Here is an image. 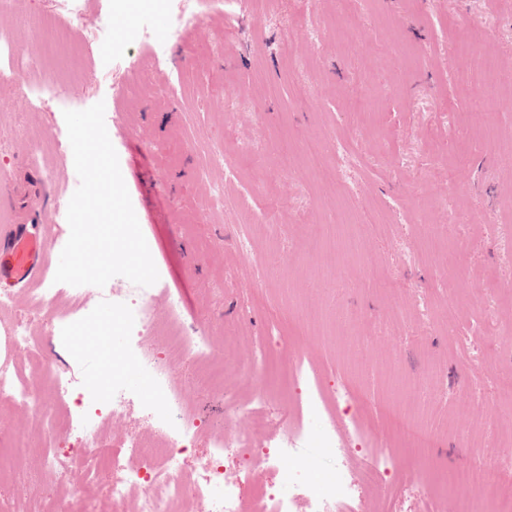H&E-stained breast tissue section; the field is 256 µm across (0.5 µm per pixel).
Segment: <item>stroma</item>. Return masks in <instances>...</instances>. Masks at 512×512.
I'll list each match as a JSON object with an SVG mask.
<instances>
[{"mask_svg":"<svg viewBox=\"0 0 512 512\" xmlns=\"http://www.w3.org/2000/svg\"><path fill=\"white\" fill-rule=\"evenodd\" d=\"M185 0H14L0 15L8 34L53 77L67 101L22 97L0 79V174L21 189L0 203V238L22 213L44 207L47 266L41 280L0 285V363L27 369L10 346L15 320L28 321L38 352L52 362L37 391L58 405L62 446L78 444L73 421L120 386L127 412L104 435L151 439L170 420L149 396L122 304L93 286L55 282L56 258L70 228L66 214L79 185L63 113L105 104V125L159 273L147 295L160 323L204 337L227 352L224 387H193L203 362H178L188 412L209 430L182 454L191 482L225 440L281 436L294 408L290 362L304 357L317 377L343 388L339 424L357 423L389 448L402 482L393 512H420L422 498L457 512L455 471L480 456L499 469L512 448V401L495 373L512 369V253L499 246L512 229V90L495 111L480 112L483 63L495 58L512 81V0H268L251 13L204 5L201 20L180 26ZM39 20L56 53L33 38ZM312 138L343 139L361 156L350 196L339 194L336 155L320 167L304 157ZM253 144L258 153L241 154ZM295 168H278L283 149ZM55 181H46L45 169ZM249 233L251 247L237 245ZM52 305L32 316L33 297ZM180 310L165 313L168 296ZM69 315L60 330L56 313ZM116 336L108 345L106 335ZM265 362L240 368L236 357ZM75 394L57 401L55 377ZM405 407L433 438L429 448L399 440L385 414ZM486 427L467 425L475 407ZM322 416L308 414L305 453L321 487L334 467L321 447ZM23 440L29 468L0 484V512H17L21 494L50 502L71 487L72 512H112L102 477L80 470L38 476L44 435L31 411L0 405V448Z\"/></svg>","mask_w":512,"mask_h":512,"instance_id":"obj_1","label":"stroma"}]
</instances>
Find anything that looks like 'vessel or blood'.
<instances>
[{"instance_id":"1","label":"vessel or blood","mask_w":512,"mask_h":512,"mask_svg":"<svg viewBox=\"0 0 512 512\" xmlns=\"http://www.w3.org/2000/svg\"><path fill=\"white\" fill-rule=\"evenodd\" d=\"M40 210H33L16 224L11 236L0 240V282L25 285L38 278L44 268V240L38 234Z\"/></svg>"}]
</instances>
